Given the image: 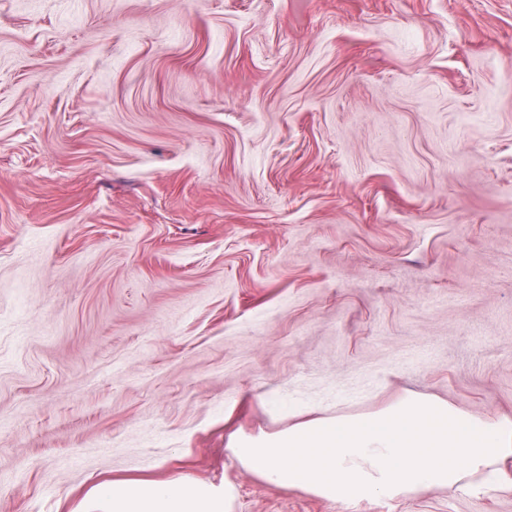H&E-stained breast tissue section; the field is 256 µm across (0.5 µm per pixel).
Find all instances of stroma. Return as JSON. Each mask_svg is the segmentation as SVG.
Returning a JSON list of instances; mask_svg holds the SVG:
<instances>
[{
    "label": "stroma",
    "mask_w": 512,
    "mask_h": 512,
    "mask_svg": "<svg viewBox=\"0 0 512 512\" xmlns=\"http://www.w3.org/2000/svg\"><path fill=\"white\" fill-rule=\"evenodd\" d=\"M408 394L512 420V0H0V512H512L227 448ZM234 499L225 484L128 475L102 481L71 512H232Z\"/></svg>",
    "instance_id": "stroma-1"
}]
</instances>
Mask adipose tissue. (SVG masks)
<instances>
[{
	"label": "adipose tissue",
	"mask_w": 512,
	"mask_h": 512,
	"mask_svg": "<svg viewBox=\"0 0 512 512\" xmlns=\"http://www.w3.org/2000/svg\"><path fill=\"white\" fill-rule=\"evenodd\" d=\"M229 449L265 483L328 500L477 485L512 492V421L477 419L436 396L409 395L379 411L239 435ZM234 499L228 485L128 475L102 481L72 512H233Z\"/></svg>",
	"instance_id": "obj_1"
}]
</instances>
